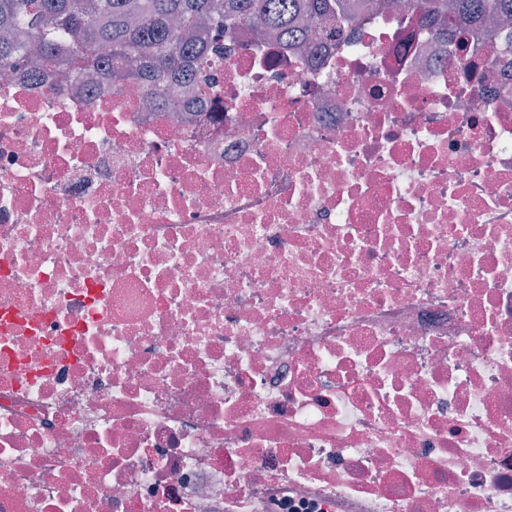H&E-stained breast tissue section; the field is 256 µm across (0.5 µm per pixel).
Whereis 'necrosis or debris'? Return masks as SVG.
<instances>
[{
	"label": "necrosis or debris",
	"instance_id": "necrosis-or-debris-1",
	"mask_svg": "<svg viewBox=\"0 0 512 512\" xmlns=\"http://www.w3.org/2000/svg\"><path fill=\"white\" fill-rule=\"evenodd\" d=\"M54 80L0 74V512H512V53Z\"/></svg>",
	"mask_w": 512,
	"mask_h": 512
}]
</instances>
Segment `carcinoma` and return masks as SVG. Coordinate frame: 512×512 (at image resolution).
<instances>
[{"label": "carcinoma", "instance_id": "obj_1", "mask_svg": "<svg viewBox=\"0 0 512 512\" xmlns=\"http://www.w3.org/2000/svg\"><path fill=\"white\" fill-rule=\"evenodd\" d=\"M410 23L451 31L459 47L472 30L512 18V0H414ZM378 0H0V69L35 60L59 82L95 77L115 87L158 85L194 68L212 89L226 44L241 28L315 46L351 21V4Z\"/></svg>", "mask_w": 512, "mask_h": 512}]
</instances>
